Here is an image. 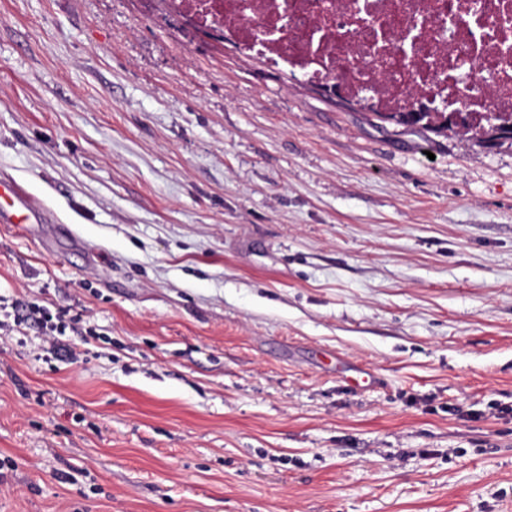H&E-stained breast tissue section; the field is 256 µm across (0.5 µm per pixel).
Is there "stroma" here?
Masks as SVG:
<instances>
[{
	"instance_id": "35a3bbf8",
	"label": "stroma",
	"mask_w": 512,
	"mask_h": 512,
	"mask_svg": "<svg viewBox=\"0 0 512 512\" xmlns=\"http://www.w3.org/2000/svg\"><path fill=\"white\" fill-rule=\"evenodd\" d=\"M3 175L68 234L0 223V512H512V142L0 0Z\"/></svg>"
}]
</instances>
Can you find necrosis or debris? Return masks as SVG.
<instances>
[{
  "mask_svg": "<svg viewBox=\"0 0 512 512\" xmlns=\"http://www.w3.org/2000/svg\"><path fill=\"white\" fill-rule=\"evenodd\" d=\"M194 27L273 62L371 96L512 116V0H169Z\"/></svg>",
  "mask_w": 512,
  "mask_h": 512,
  "instance_id": "obj_1",
  "label": "necrosis or debris"
}]
</instances>
